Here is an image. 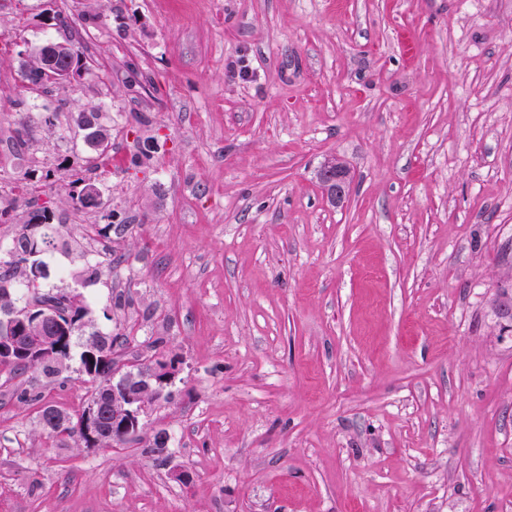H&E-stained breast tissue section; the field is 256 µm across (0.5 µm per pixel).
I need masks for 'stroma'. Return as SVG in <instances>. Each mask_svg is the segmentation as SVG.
Returning a JSON list of instances; mask_svg holds the SVG:
<instances>
[{"mask_svg":"<svg viewBox=\"0 0 512 512\" xmlns=\"http://www.w3.org/2000/svg\"><path fill=\"white\" fill-rule=\"evenodd\" d=\"M50 39L91 69L40 96L21 54ZM85 108L111 133L93 209ZM21 114L0 191L125 227L93 259L58 237L37 287L174 378L100 448L18 399L82 412L81 344L0 367V512H512V0H0ZM318 179L328 197L334 202L345 197L350 181L349 173L335 158L323 163L318 172Z\"/></svg>","mask_w":512,"mask_h":512,"instance_id":"1","label":"stroma"}]
</instances>
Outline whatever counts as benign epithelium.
I'll return each instance as SVG.
<instances>
[{"label": "benign epithelium", "instance_id": "benign-epithelium-1", "mask_svg": "<svg viewBox=\"0 0 512 512\" xmlns=\"http://www.w3.org/2000/svg\"><path fill=\"white\" fill-rule=\"evenodd\" d=\"M73 55L72 46L63 41L48 40L33 53L24 69L38 71L43 79L53 82L64 79L73 84L78 74L75 70L61 71L60 59ZM318 179L334 201L342 200L350 181L347 169L332 158L323 163ZM50 315L31 319L29 309L19 308L10 302L0 308V323L7 326L8 333L27 335L31 342L18 346L14 343L0 344V363L8 364L16 354H25L38 362L53 354L60 347L59 336L49 331ZM174 374L158 363L122 365L112 373V387L102 389L103 398L92 402L79 416V426L84 435L95 441L99 439V419L102 408L112 414V438L122 443L135 436L140 429V416L147 405L159 394L164 385L171 382Z\"/></svg>", "mask_w": 512, "mask_h": 512}]
</instances>
